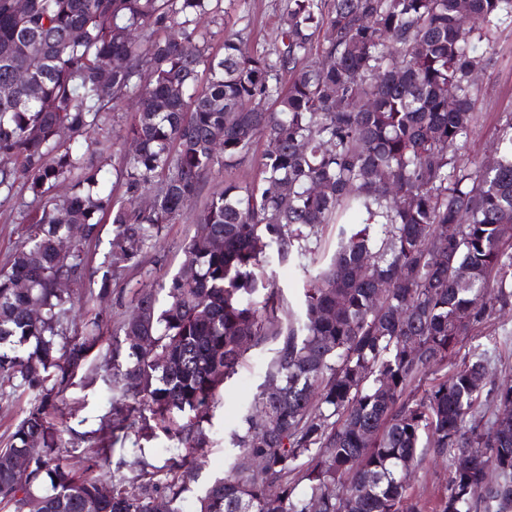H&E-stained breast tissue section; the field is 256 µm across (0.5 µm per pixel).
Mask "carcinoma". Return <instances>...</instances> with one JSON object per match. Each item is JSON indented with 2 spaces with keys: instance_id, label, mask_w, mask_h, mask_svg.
<instances>
[{
  "instance_id": "cac0c4a2",
  "label": "carcinoma",
  "mask_w": 512,
  "mask_h": 512,
  "mask_svg": "<svg viewBox=\"0 0 512 512\" xmlns=\"http://www.w3.org/2000/svg\"><path fill=\"white\" fill-rule=\"evenodd\" d=\"M15 2L0 0V194L21 186L31 202L0 268V380L34 401L0 447V509L152 512L160 497L184 512L224 384L270 340L239 458L195 512H512V379L486 388L500 341L446 373L465 335L512 309V123L492 162L456 154L483 99L473 75L491 63L479 48L512 26V0H288L273 49L238 30L220 54L208 22L224 0ZM126 101L121 139L136 150L108 190L92 135ZM261 141L258 179L226 180L206 201L209 234L185 243L164 299L136 293L145 318L125 319L105 349L97 313L67 339L73 297L58 281L89 288L85 306L109 295L214 168ZM145 194L154 206L139 205ZM105 218L115 235L94 265L84 244ZM328 224L336 250L283 320L268 267L315 263L309 242ZM92 352L110 372L112 422L77 470L62 440L72 428L50 409ZM161 435L183 452L138 462L101 497L93 471L115 446ZM429 455L450 461L431 508L408 483Z\"/></svg>"
}]
</instances>
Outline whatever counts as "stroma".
I'll return each mask as SVG.
<instances>
[{
    "instance_id": "35a3bbf8",
    "label": "stroma",
    "mask_w": 512,
    "mask_h": 512,
    "mask_svg": "<svg viewBox=\"0 0 512 512\" xmlns=\"http://www.w3.org/2000/svg\"><path fill=\"white\" fill-rule=\"evenodd\" d=\"M286 4L287 0H246L244 7L232 8L229 17H216L209 25L214 34V46L222 45L224 30L229 27L246 30L252 47L272 49L278 19ZM491 51L492 64L476 78L484 91L482 108L472 132L459 149L461 156L476 161L487 158L512 125V27L499 29ZM255 173L256 157L252 154L232 172L216 170L204 183L201 199L192 202L176 223L162 230L160 238L144 251L141 264L127 269L113 285L109 299L95 304L94 310L103 321V343H111L113 333L132 312V298L137 291L159 287L184 266V245L197 229V216L204 197L222 190L225 176L245 184L253 181ZM28 198V192L19 190L11 200L0 201V265L23 239L19 206ZM272 357L271 343L251 348L238 372L228 380L209 430L210 446L196 456L200 476L189 483L182 494L184 507H192L207 483L230 471L236 461L239 451L233 447L232 437L242 432V416L258 393ZM82 375V382L69 386L63 401L52 412L56 421L70 426L78 434L96 430L112 417L109 392L104 384L107 373L100 362L86 363ZM447 478V459L426 457L412 481L411 492L427 502H434L443 493Z\"/></svg>"
}]
</instances>
